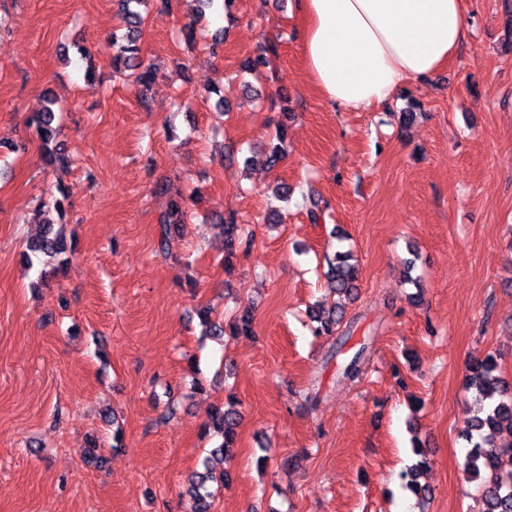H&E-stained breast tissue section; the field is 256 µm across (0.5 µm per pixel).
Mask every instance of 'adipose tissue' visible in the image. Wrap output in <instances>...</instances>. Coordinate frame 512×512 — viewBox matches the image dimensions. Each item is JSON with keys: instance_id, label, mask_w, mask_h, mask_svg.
<instances>
[{"instance_id": "ef3b65f1", "label": "adipose tissue", "mask_w": 512, "mask_h": 512, "mask_svg": "<svg viewBox=\"0 0 512 512\" xmlns=\"http://www.w3.org/2000/svg\"><path fill=\"white\" fill-rule=\"evenodd\" d=\"M310 79L331 104L386 102L446 66L468 35L465 0H298Z\"/></svg>"}]
</instances>
